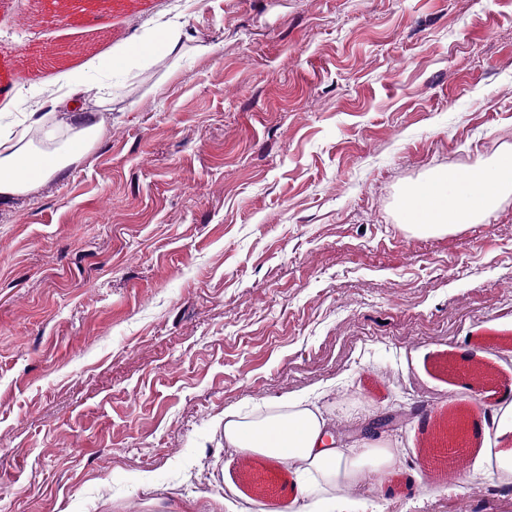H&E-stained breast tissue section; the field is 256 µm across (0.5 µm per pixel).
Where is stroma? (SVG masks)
Segmentation results:
<instances>
[{"mask_svg":"<svg viewBox=\"0 0 512 512\" xmlns=\"http://www.w3.org/2000/svg\"><path fill=\"white\" fill-rule=\"evenodd\" d=\"M58 14L0 0V124L183 0ZM187 23L208 52L126 63L88 157L0 202V512H248L265 469L279 512L291 476L225 447L224 415L288 398L389 454L387 484L352 480L365 512H512V197L448 233L399 219L432 171L512 150V0H201ZM469 360L482 387L448 371ZM455 407L493 448L437 483L420 444Z\"/></svg>","mask_w":512,"mask_h":512,"instance_id":"stroma-1","label":"stroma"}]
</instances>
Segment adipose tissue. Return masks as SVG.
Wrapping results in <instances>:
<instances>
[{
	"label": "adipose tissue",
	"mask_w": 512,
	"mask_h": 512,
	"mask_svg": "<svg viewBox=\"0 0 512 512\" xmlns=\"http://www.w3.org/2000/svg\"><path fill=\"white\" fill-rule=\"evenodd\" d=\"M190 40L183 24L165 22L157 25L152 40L129 44L125 57L145 64L159 55L177 61ZM114 99L108 86L92 94L68 89L55 93L48 107L26 113L24 122L0 126V201L30 195L47 181L65 177L101 137L100 115L111 111ZM511 194L510 151L465 173H433L406 191L403 219L417 233L448 232L478 223ZM327 437L325 420L294 399L251 415L224 416L226 445L287 467L295 500H313L325 512H359L358 502L340 493L351 459Z\"/></svg>",
	"instance_id": "adipose-tissue-1"
}]
</instances>
